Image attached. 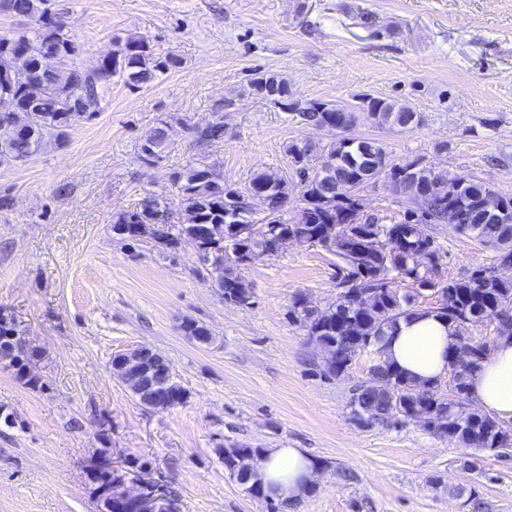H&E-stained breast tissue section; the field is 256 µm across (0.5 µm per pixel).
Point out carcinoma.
Here are the masks:
<instances>
[{
    "label": "carcinoma",
    "mask_w": 512,
    "mask_h": 512,
    "mask_svg": "<svg viewBox=\"0 0 512 512\" xmlns=\"http://www.w3.org/2000/svg\"><path fill=\"white\" fill-rule=\"evenodd\" d=\"M51 0H0V11L14 18H29L36 31L0 33V97L14 102L17 110L30 113L29 122L0 136V166L28 161L41 153L48 139L58 143L66 141L68 130L74 123L89 120L99 113L103 98L117 76L124 83L138 87L151 82L159 73L179 67L175 57L156 56L148 40L128 35L118 42L114 51L101 58L92 73H83L74 66L55 65V61L72 55L75 44L71 40L59 13L49 12ZM20 58L26 60L35 80L28 86H19L3 77ZM50 73V86L42 84L38 74ZM256 94L281 107L295 112L304 124L327 123L333 128L349 131L358 124L360 111L366 109L375 124H419L420 116L405 103L382 98H359L354 105L339 107L321 100H304L299 110L292 105L297 101L288 81L275 73H262L252 81ZM167 122L150 132L140 145L150 152L152 161L161 158L166 144ZM187 130L192 139L203 145L224 140V123L207 125L190 123ZM314 146L309 143L291 144L286 152L290 169L296 173L308 168ZM322 152L335 158V165L321 178L307 181L302 187V200L314 213H321V201L334 203L333 223L342 231L336 242L338 256L349 268L348 277L357 278L360 268L376 276L377 293L365 302L346 299L322 310V316L311 319L303 310V297L294 298L288 311L292 322L306 329L309 338L323 344H334L342 357L330 371H321L326 377H338L347 370V363L364 350L376 353L371 376L379 380L376 388H365L350 400L360 414L374 423L390 420L415 422L435 435H448L480 451L503 452L512 448V428L505 426L479 409L461 411L457 398L468 396L466 379H461L457 391L426 395L420 385L395 371L384 359V337L399 319L418 310L413 295H405L396 281L405 279L416 283V289L444 287L448 304L434 308L440 316L456 327L455 341L468 339L466 328L483 322L487 317H508L512 311V275L501 277L491 285L484 284L479 273L495 267L503 255L512 256V196L495 191L485 182L464 180L456 175L437 173L441 180V197L417 200L409 198V206L400 222L384 224L373 215L356 221L353 191L370 181L373 165L387 164L390 176L411 162L390 159L385 148L375 139L342 137L322 146ZM287 175L258 171L243 185L245 189L267 192L266 208L269 221L263 238H243L225 242L226 231L237 224L236 214L227 208L224 192L217 183L224 174H213L206 163L189 165L171 175L172 186L178 197L177 206L195 215L188 223L156 224L155 243L161 253H171V245L193 231L194 225H208L204 245L208 252H226L224 266V301L232 303L234 296L251 295L249 285L236 273L240 263L234 251L244 249L252 260L265 254L272 235L287 228L279 221L285 195L280 184ZM160 204H173L167 195L149 193L138 207L120 210L112 215V228L125 227L124 240L136 242L139 234L134 217L147 218ZM453 207L463 216V223L455 225L454 232L469 235L493 248L491 263L480 267L460 280L446 284L434 279L437 267L423 266L416 256L423 252L437 253L428 226L436 221L440 211ZM19 336L14 319L0 312V363L13 371L24 385L40 389V380L26 373L19 351L15 350ZM262 449L238 445L224 449V467L232 468L243 461L256 465Z\"/></svg>",
    "instance_id": "cac0c4a2"
}]
</instances>
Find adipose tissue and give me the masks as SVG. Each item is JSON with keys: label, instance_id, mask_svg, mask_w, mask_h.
<instances>
[{"label": "adipose tissue", "instance_id": "1", "mask_svg": "<svg viewBox=\"0 0 512 512\" xmlns=\"http://www.w3.org/2000/svg\"><path fill=\"white\" fill-rule=\"evenodd\" d=\"M454 328L433 313L400 319L384 342L391 366L419 384L443 375L452 356ZM469 393L486 412L512 420V337L496 339L488 358L468 380ZM316 465L298 448H267L258 478L267 495L279 501L303 499L314 488Z\"/></svg>", "mask_w": 512, "mask_h": 512}]
</instances>
